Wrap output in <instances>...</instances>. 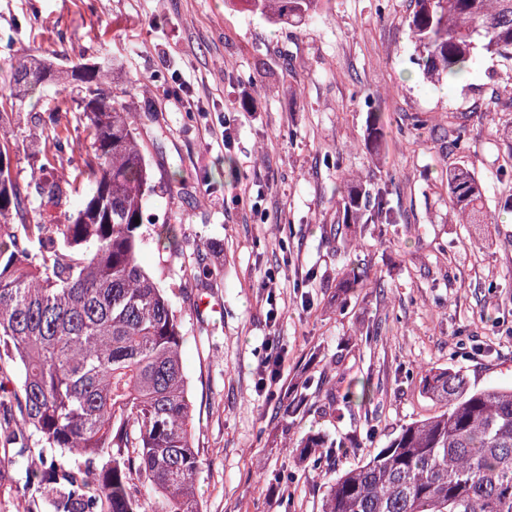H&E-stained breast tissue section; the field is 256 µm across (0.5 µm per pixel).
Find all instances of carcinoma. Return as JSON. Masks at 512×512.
Here are the masks:
<instances>
[{"label":"carcinoma","instance_id":"cac0c4a2","mask_svg":"<svg viewBox=\"0 0 512 512\" xmlns=\"http://www.w3.org/2000/svg\"><path fill=\"white\" fill-rule=\"evenodd\" d=\"M328 3L224 0L273 23L309 20ZM408 27L430 79L464 78L479 49L512 60V0H415ZM10 69L0 107H20L42 86L26 80L30 71L65 80L89 147L82 164L56 179L52 157L75 143L59 132L46 136L51 153L35 150L44 159L42 204L57 207L87 190L64 221L32 218L3 164L13 131L0 112V360L17 368V388L0 410L19 445L0 457V489L21 473L24 486L51 494L53 512H200L202 464L181 325L137 259L153 170L134 113L105 90L101 67L81 84L46 62ZM93 87L101 92L94 108L86 102ZM448 197L464 223H488L484 187L468 167L448 172ZM336 205L346 224L394 221L380 189L346 183ZM420 386L438 411L336 477L323 512H512V385L472 387L450 367H431L420 371ZM355 397L366 399V388L329 397L328 408L339 415ZM32 436L49 452L29 457ZM342 447L318 433L304 436L297 451L316 465L320 449ZM70 455L87 468H71Z\"/></svg>","mask_w":512,"mask_h":512}]
</instances>
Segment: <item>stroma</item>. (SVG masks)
<instances>
[{
	"instance_id": "35a3bbf8",
	"label": "stroma",
	"mask_w": 512,
	"mask_h": 512,
	"mask_svg": "<svg viewBox=\"0 0 512 512\" xmlns=\"http://www.w3.org/2000/svg\"><path fill=\"white\" fill-rule=\"evenodd\" d=\"M413 9L331 0L283 25L224 0H0L16 60L66 70L107 59L113 94L141 116L154 181L139 262L181 324L201 512H322L338 475L434 413L421 367H453L478 388L512 384V62L479 52L463 80H427ZM70 106L51 85L10 116L11 173L31 210L41 174L27 134L52 113L85 142ZM373 112L385 131L376 150L365 144ZM449 127L464 149L446 148ZM463 164L485 187L491 223L450 215L443 179ZM346 170L389 187L397 223L338 230ZM161 224L173 249L157 244ZM205 266L218 274L203 288ZM362 269L380 287H340ZM363 387L365 402L328 411V392ZM317 432L359 447L326 449L313 469L295 447Z\"/></svg>"
}]
</instances>
